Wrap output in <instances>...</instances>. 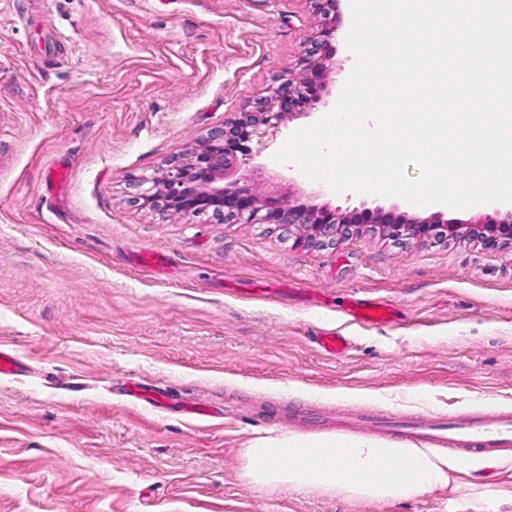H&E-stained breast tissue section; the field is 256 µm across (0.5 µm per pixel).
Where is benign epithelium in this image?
Segmentation results:
<instances>
[{
	"mask_svg": "<svg viewBox=\"0 0 512 512\" xmlns=\"http://www.w3.org/2000/svg\"><path fill=\"white\" fill-rule=\"evenodd\" d=\"M310 2L323 19L322 29L321 34L304 39L299 75L275 80L254 105L211 127L200 148L170 156L151 176L129 178L128 202L164 217L205 215L215 224H272L288 233L296 245L307 248L333 246L368 223L400 243L467 238L488 250L512 246V210L493 224L406 220L383 209L336 214L304 203H286L260 194L246 179L232 188L224 187L226 171L248 165L267 148L285 119L308 105L313 78L330 59L326 36L333 32L334 0Z\"/></svg>",
	"mask_w": 512,
	"mask_h": 512,
	"instance_id": "benign-epithelium-1",
	"label": "benign epithelium"
}]
</instances>
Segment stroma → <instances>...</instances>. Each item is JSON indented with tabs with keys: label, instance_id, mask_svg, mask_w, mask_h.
<instances>
[{
	"label": "stroma",
	"instance_id": "stroma-1",
	"mask_svg": "<svg viewBox=\"0 0 512 512\" xmlns=\"http://www.w3.org/2000/svg\"><path fill=\"white\" fill-rule=\"evenodd\" d=\"M338 0L320 99L248 169L256 189L336 211L484 224L465 210L333 192L275 155L337 106L356 54ZM321 28L311 0H0V512H469L471 490L389 503L257 490L242 450L338 414L512 411V247L400 244L377 230L295 247L261 224L163 219L129 177L196 147L288 71ZM163 254L162 267L140 264ZM381 301L387 322L353 321ZM349 336L324 356L317 338ZM197 417L128 400L130 378Z\"/></svg>",
	"mask_w": 512,
	"mask_h": 512
}]
</instances>
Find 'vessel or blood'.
I'll use <instances>...</instances> for the list:
<instances>
[{
	"label": "vessel or blood",
	"mask_w": 512,
	"mask_h": 512,
	"mask_svg": "<svg viewBox=\"0 0 512 512\" xmlns=\"http://www.w3.org/2000/svg\"><path fill=\"white\" fill-rule=\"evenodd\" d=\"M129 400L160 407L170 403L166 389L129 388L125 391ZM382 431L399 433L410 444L435 445L463 454L473 452L494 453L512 449V416L474 417L461 416L458 420L419 412L391 413L378 421Z\"/></svg>",
	"instance_id": "1"
}]
</instances>
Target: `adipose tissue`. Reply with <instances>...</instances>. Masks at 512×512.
I'll return each instance as SVG.
<instances>
[{"mask_svg":"<svg viewBox=\"0 0 512 512\" xmlns=\"http://www.w3.org/2000/svg\"><path fill=\"white\" fill-rule=\"evenodd\" d=\"M243 475L264 491L341 494L355 500H407L447 488L481 471L480 459L460 458L408 444L333 434L281 433L254 439L242 452Z\"/></svg>","mask_w":512,"mask_h":512,"instance_id":"1","label":"adipose tissue"}]
</instances>
